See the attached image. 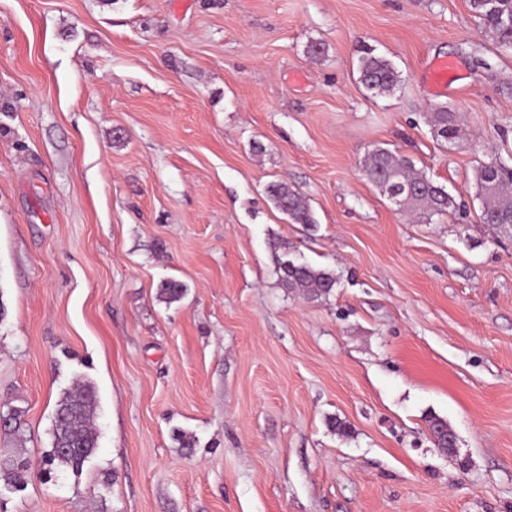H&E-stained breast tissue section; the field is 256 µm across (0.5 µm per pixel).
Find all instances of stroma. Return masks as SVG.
Instances as JSON below:
<instances>
[{
  "label": "stroma",
  "mask_w": 512,
  "mask_h": 512,
  "mask_svg": "<svg viewBox=\"0 0 512 512\" xmlns=\"http://www.w3.org/2000/svg\"><path fill=\"white\" fill-rule=\"evenodd\" d=\"M368 48L393 94L360 83ZM378 147L464 212L399 211L361 170ZM495 158L512 49L470 0H0V458L42 457L76 379L98 397L82 473L6 512H512V235L474 184ZM284 252L333 292L281 288ZM360 82L375 96L392 93L402 82L401 74L384 56L366 53L360 59ZM430 122L437 137L448 142L455 141L459 136L455 112H449L447 106H442L431 113ZM267 193L277 208L294 224L311 227L316 223L306 200L287 182H272L267 187Z\"/></svg>",
  "instance_id": "1"
}]
</instances>
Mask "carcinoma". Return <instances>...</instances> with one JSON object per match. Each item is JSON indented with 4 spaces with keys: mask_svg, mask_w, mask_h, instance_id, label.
<instances>
[{
    "mask_svg": "<svg viewBox=\"0 0 512 512\" xmlns=\"http://www.w3.org/2000/svg\"><path fill=\"white\" fill-rule=\"evenodd\" d=\"M470 5L490 38L501 48L512 49V0H470ZM360 82L375 96L392 93L402 82L401 74L384 56L367 53L360 59ZM430 122L436 136L452 142L458 138L456 115L442 106L431 113ZM367 179L384 194L392 185L405 189L403 207L429 220L433 216L451 215L460 208L446 188L417 171L411 162L388 149H376L362 165ZM477 198L481 200L482 224L512 230V168L498 161L481 164L475 172ZM267 193L279 210L293 223L314 226L315 219L306 200L284 181L268 185ZM276 273L282 287L299 292L310 300L330 295L336 287V275L307 262L277 257ZM159 296L167 302L180 300L185 286L177 280L161 282ZM97 406L94 385L78 379L64 392L56 405L51 449L37 465L14 458L0 462V488L25 487L33 478H46L59 471L83 470L98 447V433L93 423Z\"/></svg>",
    "mask_w": 512,
    "mask_h": 512,
    "instance_id": "carcinoma-1",
    "label": "carcinoma"
}]
</instances>
